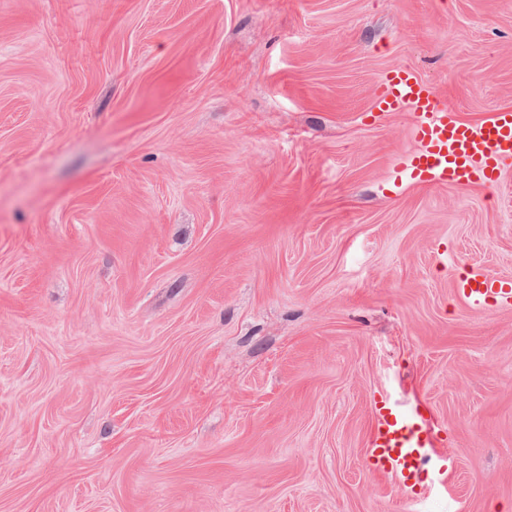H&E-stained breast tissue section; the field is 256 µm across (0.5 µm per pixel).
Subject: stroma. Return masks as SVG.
<instances>
[{"mask_svg": "<svg viewBox=\"0 0 512 512\" xmlns=\"http://www.w3.org/2000/svg\"><path fill=\"white\" fill-rule=\"evenodd\" d=\"M413 71L512 109V0H0V512H512L498 186L398 180ZM428 403L453 502L367 461ZM469 306L479 311L512 306V278L491 276L471 267L457 284Z\"/></svg>", "mask_w": 512, "mask_h": 512, "instance_id": "35a3bbf8", "label": "stroma"}]
</instances>
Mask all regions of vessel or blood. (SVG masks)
<instances>
[{
  "label": "vessel or blood",
  "mask_w": 512,
  "mask_h": 512,
  "mask_svg": "<svg viewBox=\"0 0 512 512\" xmlns=\"http://www.w3.org/2000/svg\"><path fill=\"white\" fill-rule=\"evenodd\" d=\"M381 112H412L416 151L399 174L421 184L499 182L500 164L512 159V111L491 113L479 123L459 119L432 87L410 71L390 73L376 102ZM457 288L479 311L512 306V278L491 276L470 268ZM368 455L380 474L402 486L408 495L425 484L446 485L456 462L438 449L435 419L427 407L404 406L387 397L375 404Z\"/></svg>",
  "instance_id": "1"
}]
</instances>
